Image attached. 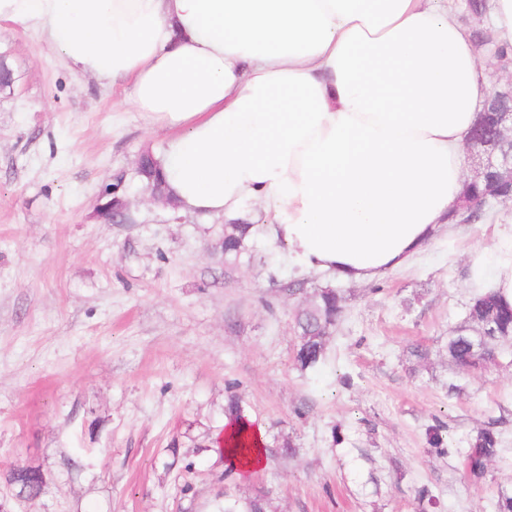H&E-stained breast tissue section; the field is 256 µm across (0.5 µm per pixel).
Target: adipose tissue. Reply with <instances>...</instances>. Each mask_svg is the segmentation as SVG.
Instances as JSON below:
<instances>
[{"mask_svg":"<svg viewBox=\"0 0 512 512\" xmlns=\"http://www.w3.org/2000/svg\"><path fill=\"white\" fill-rule=\"evenodd\" d=\"M79 73L121 83L168 133L158 160L185 212L246 204L289 261L364 282L405 266L449 224L464 146L490 93L448 0H0ZM472 286L512 305V235ZM224 448L266 461L255 427Z\"/></svg>","mask_w":512,"mask_h":512,"instance_id":"obj_1","label":"adipose tissue"}]
</instances>
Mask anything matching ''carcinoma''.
I'll use <instances>...</instances> for the list:
<instances>
[{"label": "carcinoma", "mask_w": 512, "mask_h": 512, "mask_svg": "<svg viewBox=\"0 0 512 512\" xmlns=\"http://www.w3.org/2000/svg\"><path fill=\"white\" fill-rule=\"evenodd\" d=\"M476 48L489 51L501 62L512 59V46L501 42L491 28L478 30L473 35ZM252 225L238 219L224 224L222 248L224 262L234 264L247 250ZM345 299L334 288H317L307 298L306 305L295 316L298 344L294 364L302 372L316 371L325 361L324 331L336 327L344 311ZM512 340V306L501 302L494 291H487L471 300L467 310V325L448 337V357L463 369L480 361L491 359L498 344ZM228 395L224 415L228 423L238 425V433L254 426L245 414L234 386L227 387ZM499 453L496 436L488 431L479 432L468 442L465 468L470 480L478 482L486 474L489 462ZM269 494L240 500L224 492V503L219 512H267Z\"/></svg>", "instance_id": "obj_1"}]
</instances>
